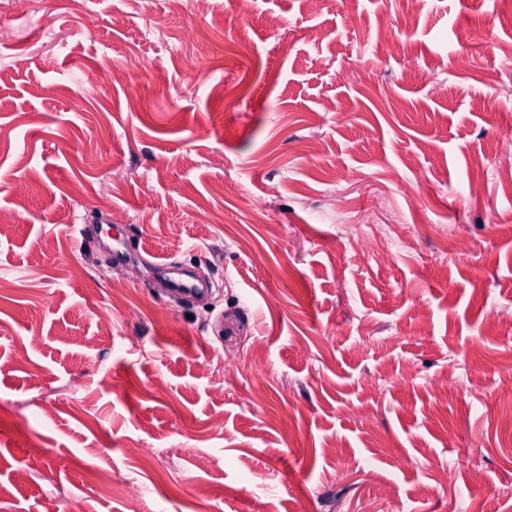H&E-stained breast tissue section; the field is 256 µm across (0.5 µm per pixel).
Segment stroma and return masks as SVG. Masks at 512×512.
<instances>
[{
	"mask_svg": "<svg viewBox=\"0 0 512 512\" xmlns=\"http://www.w3.org/2000/svg\"><path fill=\"white\" fill-rule=\"evenodd\" d=\"M1 31L0 512H512V0Z\"/></svg>",
	"mask_w": 512,
	"mask_h": 512,
	"instance_id": "1",
	"label": "stroma"
}]
</instances>
